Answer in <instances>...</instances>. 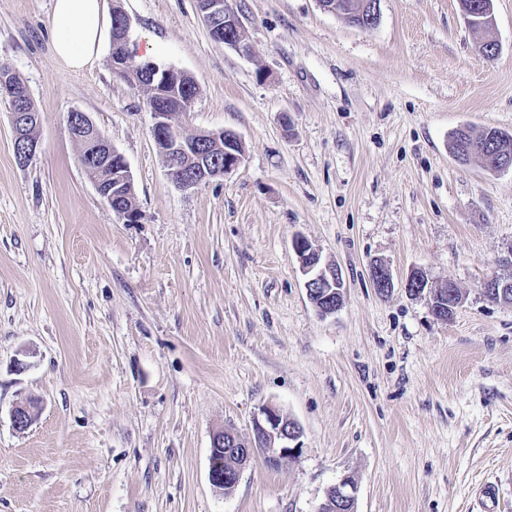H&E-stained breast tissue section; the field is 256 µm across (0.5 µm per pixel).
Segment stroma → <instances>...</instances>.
<instances>
[{
    "instance_id": "35a3bbf8",
    "label": "stroma",
    "mask_w": 512,
    "mask_h": 512,
    "mask_svg": "<svg viewBox=\"0 0 512 512\" xmlns=\"http://www.w3.org/2000/svg\"><path fill=\"white\" fill-rule=\"evenodd\" d=\"M52 4L0 0V67L40 112L23 167L0 100V512H318L348 475L356 512H512V305L481 290L512 256V172L449 149L462 127L512 134V0H493V59L459 0H380L370 30L316 0H232L247 55L198 0H108L195 80L180 122L241 139L238 167L188 190L109 54L79 72L55 57ZM72 111L124 156L140 223L97 192ZM298 237L342 271L334 315L307 296ZM451 282L463 300L435 319ZM266 404L301 427L297 454L255 453L215 488L213 434L251 438Z\"/></svg>"
}]
</instances>
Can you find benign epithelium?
I'll return each instance as SVG.
<instances>
[{
  "label": "benign epithelium",
  "mask_w": 512,
  "mask_h": 512,
  "mask_svg": "<svg viewBox=\"0 0 512 512\" xmlns=\"http://www.w3.org/2000/svg\"><path fill=\"white\" fill-rule=\"evenodd\" d=\"M320 8L328 13L342 17L352 25L369 30L376 26L380 17V0H363L356 11H344L338 0H317ZM200 13L207 28L224 35V45L241 54L250 52V46L242 36L244 26L230 0H200ZM130 21L126 14L117 15L112 32L114 56L112 72L123 77L133 87L143 85L142 68L129 63L123 47L129 42ZM154 75L150 88L154 98L151 109L154 126L153 134L160 149L168 174L183 189L193 188L203 182L222 177L243 160L235 152L238 137L224 130L186 131L173 122V113L167 111L164 98L167 96L166 81L160 75V69L153 67ZM0 91L8 96L15 105L10 113L16 158L21 165L29 164L36 156L38 140L31 139L26 130L39 124V115L26 110L25 101L29 95L26 83L14 73L0 75ZM69 128L76 140L88 141V150L81 155L85 167L107 168L112 162L114 149L104 137L96 123L85 112H71L68 115ZM98 193L107 201L121 199L133 191V181L128 166L110 176L109 184L95 182ZM294 250L299 258L300 267L306 276L304 286L310 301L322 317L335 314L344 303V281L336 266L321 265L319 254L310 244L298 238ZM373 288L380 294L393 288L391 271L383 263L371 267ZM428 284V277L421 270L414 271L408 278L405 288L412 295L421 294ZM481 288L486 297L495 302H512V273L492 275L486 278ZM37 411L30 403L15 405L11 411L12 426L18 431L28 429ZM301 428L297 422L287 418L276 407L264 405L253 422V440L243 441L231 431H218L213 435L212 446L224 451V456L232 458L230 465L220 470L210 467L209 478L215 487H232L237 484L240 475L252 459L257 449H263L266 464L280 467L291 460L299 449L298 439ZM355 483L343 478L330 486L324 496L319 512H356Z\"/></svg>",
  "instance_id": "benign-epithelium-1"
}]
</instances>
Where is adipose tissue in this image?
Returning a JSON list of instances; mask_svg holds the SVG:
<instances>
[{"instance_id": "ef3b65f1", "label": "adipose tissue", "mask_w": 512, "mask_h": 512, "mask_svg": "<svg viewBox=\"0 0 512 512\" xmlns=\"http://www.w3.org/2000/svg\"><path fill=\"white\" fill-rule=\"evenodd\" d=\"M50 26L56 56L71 70L84 69L109 39L108 0H54Z\"/></svg>"}]
</instances>
